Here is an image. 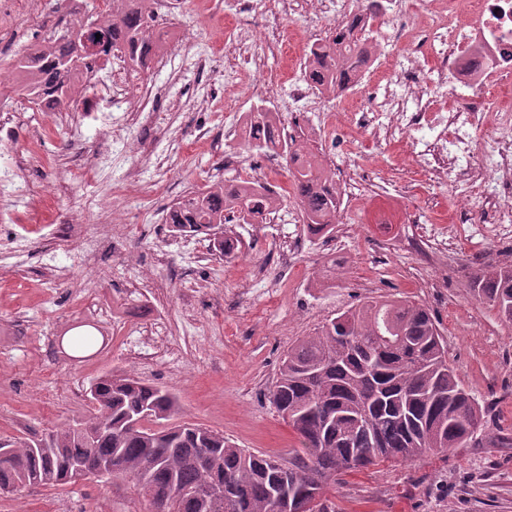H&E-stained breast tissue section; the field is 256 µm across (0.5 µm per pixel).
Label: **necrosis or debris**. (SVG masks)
<instances>
[{"mask_svg": "<svg viewBox=\"0 0 512 512\" xmlns=\"http://www.w3.org/2000/svg\"><path fill=\"white\" fill-rule=\"evenodd\" d=\"M293 0H226L224 13L239 16L260 14L265 34V54L283 51L280 30L290 16ZM444 21L423 23L420 34L429 42L441 66L435 76L420 82L404 64L395 67V78L374 99V109L360 120L376 140L394 141L411 137L416 171L431 180L452 183L461 198L476 197L493 211V220L483 227V236L512 242V107L484 98L488 86H512V0H443ZM176 0H148V11L157 20L155 38L172 41L185 59L206 66L207 56L193 37L173 32L163 20ZM253 30L244 24L236 28V48L255 71L265 67V54L252 51ZM448 95L480 99L477 107L454 105L441 108ZM125 112L129 123L151 124L154 113L145 94H129L107 87L84 104V115L97 111L100 102ZM14 157L9 177L16 192L0 194V223L8 224L32 197L41 207L35 223H43L53 210L56 195L71 191L75 172L44 149L41 133H33L26 152H19L12 128L0 116V155ZM54 167L56 182L45 189L30 182L33 163ZM414 250L438 269L454 266L460 248L450 242L443 227L430 225L415 241Z\"/></svg>", "mask_w": 512, "mask_h": 512, "instance_id": "1", "label": "necrosis or debris"}]
</instances>
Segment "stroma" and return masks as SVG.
I'll return each mask as SVG.
<instances>
[{"instance_id":"stroma-1","label":"stroma","mask_w":512,"mask_h":512,"mask_svg":"<svg viewBox=\"0 0 512 512\" xmlns=\"http://www.w3.org/2000/svg\"><path fill=\"white\" fill-rule=\"evenodd\" d=\"M199 2L182 0L172 24L216 52L203 70L179 58L145 75L158 109L151 127L124 129L116 142L106 130L120 124L121 114L108 106L81 125L73 118L78 102L60 118L32 111L16 96L6 103L18 144L42 128L45 149L57 158L73 161L83 151L109 159L98 171L79 172L73 194L58 197V214L77 195L88 202L87 224H96L98 200L122 197L124 174L138 165L155 193L118 209L117 225L102 226L123 238L116 254L79 255L76 242L53 235L51 224L31 225L30 259L0 278V439L41 435L86 417L89 381L129 372L175 394L182 421L223 432L251 452L288 459L302 446L269 402L283 354L338 310L380 295L431 312L462 383L479 402L493 403L498 428L512 439V325L472 301L461 276L479 262L512 258V243L476 240L474 222L487 215L481 200H461L450 186L413 176L410 139L377 142L355 121L342 124L336 153L370 194L342 204L334 235L314 238L289 222L297 206L283 161L269 179L280 197L276 218L232 225L242 243L236 257L211 251L205 235L169 232L163 216L170 204L238 176L224 157L247 148L228 135L231 120L257 105L279 108L303 77L308 46L307 36L285 22V52L268 58L264 76H254L233 50L232 19L204 13ZM67 8L66 0H42L29 12L14 0L10 22L0 25V67L13 70L17 51L63 25ZM392 77L389 62L374 60L361 86L328 95L329 111L351 115ZM145 138L155 147L146 166L123 146ZM383 212L392 215L397 234L416 236L437 216L454 214L448 236L463 256L446 287H433L434 269L377 237L374 222ZM288 247L294 260L285 267L279 251ZM63 266L68 274L57 278ZM83 333L92 335L91 345L70 346ZM152 333L164 336L177 360L137 357ZM324 496L335 512H512V447L491 443L382 462L346 474ZM0 512H150V506L131 483L92 476L0 495Z\"/></svg>"}]
</instances>
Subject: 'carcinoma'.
I'll use <instances>...</instances> for the list:
<instances>
[{"label":"carcinoma","instance_id":"cac0c4a2","mask_svg":"<svg viewBox=\"0 0 512 512\" xmlns=\"http://www.w3.org/2000/svg\"><path fill=\"white\" fill-rule=\"evenodd\" d=\"M375 20L369 11L334 39L313 43L305 69L316 88L341 93L362 78ZM160 50L139 0H112L53 31L43 52L22 46L19 88L38 107L53 97L59 111L91 88L88 68L101 71L116 58L137 80ZM245 125L255 131L245 139L250 150L259 154L274 144L286 160L306 232H331L341 199L325 188L318 148L304 133L280 135L275 113L262 106ZM278 204L267 185L232 177L182 197L166 221L176 232L210 236L215 224H264ZM239 244L230 236L213 239L226 257ZM468 293L511 325L512 261L479 263ZM89 395L87 419L36 440L0 442L1 494L58 486L78 467L93 474L114 460L109 475L131 480L150 502L165 496L163 512H276L285 496L299 500L303 512H334L323 490L349 470L484 441L509 444L486 429V411L448 362L447 343L428 311L384 296L340 310L283 356L270 401L300 438L302 457L275 460L208 427L177 423V397L132 374L102 375Z\"/></svg>","mask_w":512,"mask_h":512}]
</instances>
